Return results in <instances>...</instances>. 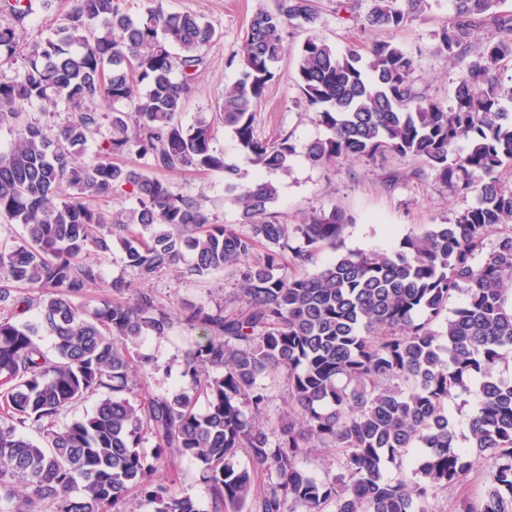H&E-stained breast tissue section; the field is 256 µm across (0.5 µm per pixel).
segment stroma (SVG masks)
I'll use <instances>...</instances> for the list:
<instances>
[{
  "label": "stroma",
  "instance_id": "obj_1",
  "mask_svg": "<svg viewBox=\"0 0 512 512\" xmlns=\"http://www.w3.org/2000/svg\"><path fill=\"white\" fill-rule=\"evenodd\" d=\"M169 11L190 12L216 27L219 37L206 50V64L195 79L194 92L181 116L189 125L201 116L212 117L226 89L239 78V70L228 56L241 41L249 19L260 10H276L278 0H160ZM72 0H49L36 5L35 13L20 29L21 43L31 44L49 36L62 23ZM319 15L314 25L290 30L288 52L278 65L274 79L255 109L254 130L262 139L287 132L297 145L324 135L312 113L300 105L297 87L298 50L310 36L337 50L349 47L366 51L378 40V33L363 31L349 13L337 10L336 0H318ZM450 0H427L421 13L399 30L389 32L396 43L417 65L420 85L426 93L449 102L454 84L461 75V62L449 59L438 48L437 34L448 22ZM174 190L193 196L218 224H238L239 215L224 191V175L192 168L167 172ZM268 180L279 186V196L271 210L285 224H300L314 213L342 210L348 222L339 249H324L322 259L336 253L383 252L396 248L401 239L424 232L431 225L445 224L470 208L475 196L462 197L436 178L425 164L411 158L391 156L381 160L342 159L312 165L303 154H296L288 173L271 172ZM102 278L127 280L132 291L151 289L158 301L171 309L181 303L214 305L234 289V280L225 272L186 277L179 270L159 274L144 282L125 268L121 251L101 258ZM195 334L181 331L166 340L145 341L141 350L149 354L153 369L144 374L143 390L159 394L172 389L180 370V356L194 342Z\"/></svg>",
  "mask_w": 512,
  "mask_h": 512
}]
</instances>
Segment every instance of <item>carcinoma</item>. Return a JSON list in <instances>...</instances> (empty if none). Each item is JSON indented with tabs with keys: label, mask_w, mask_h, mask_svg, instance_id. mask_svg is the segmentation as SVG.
Wrapping results in <instances>:
<instances>
[{
	"label": "carcinoma",
	"mask_w": 512,
	"mask_h": 512,
	"mask_svg": "<svg viewBox=\"0 0 512 512\" xmlns=\"http://www.w3.org/2000/svg\"><path fill=\"white\" fill-rule=\"evenodd\" d=\"M151 6L133 18L120 0H73L55 34L21 47L31 0H0V61L23 57L0 80V217L24 235L0 248V502L18 512H127L130 493L155 512H235L265 481L255 512H427L438 486L474 469L482 490L461 512H512V378L499 365L512 350V13L502 0H451L439 47L462 60L475 33L493 31L455 82L451 104L418 87L414 60L390 41L364 56L308 37L298 56L304 105L326 134L302 146L313 165L386 155L412 157L474 206L447 224L403 238L386 252H348L307 274L336 248L342 211L282 224L271 180L235 183L237 169L213 146V122L180 116L192 95L214 25ZM365 31L403 26L419 0H367ZM317 0H279L255 13L230 62L239 78L224 92L219 119L240 157L258 172L290 169L297 146L284 133L255 135L254 110L288 53V27L315 23ZM62 101L55 128L26 118L35 102ZM112 105L102 113L99 105ZM96 141L90 163H80ZM466 150L457 151L459 142ZM135 153L147 170L116 162ZM224 173L225 191L249 231L216 224L200 202L154 170ZM126 192L135 207L109 213L90 201ZM118 247L140 279L185 262L184 274L230 272L236 290L212 306L175 313L148 290L125 299L126 282L106 285L90 252ZM476 252L485 254L479 266ZM112 298L88 310L92 288ZM464 297L448 316V302ZM37 309L33 320L17 316ZM200 334L184 351L179 383L138 394V353L147 337L179 327ZM49 336L52 349L41 345ZM286 380L290 409L266 416L269 387ZM472 396L467 446H458L448 399ZM95 396L92 410L62 429L58 418ZM152 442L151 453L143 451ZM336 449L339 473L322 479L301 462ZM245 453L248 465L238 462ZM195 460L208 493L203 511L176 493L161 470ZM395 473L388 472V466Z\"/></svg>",
	"instance_id": "carcinoma-1"
}]
</instances>
